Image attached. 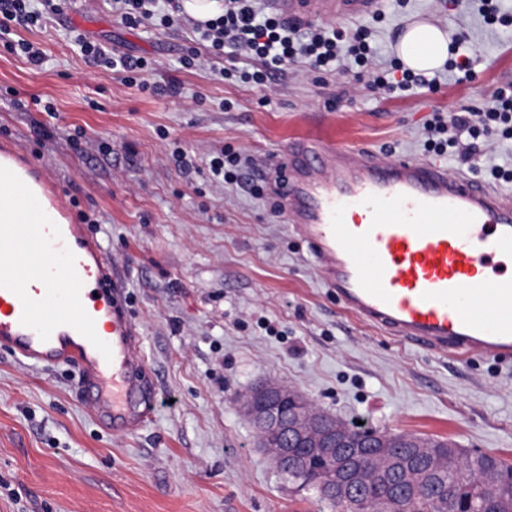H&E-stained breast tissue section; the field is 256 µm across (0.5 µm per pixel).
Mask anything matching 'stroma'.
<instances>
[{"label":"stroma","instance_id":"stroma-1","mask_svg":"<svg viewBox=\"0 0 512 512\" xmlns=\"http://www.w3.org/2000/svg\"><path fill=\"white\" fill-rule=\"evenodd\" d=\"M423 19L468 32L475 81L444 69L437 92L391 97L351 70L320 77L292 66L262 94L210 67L180 68L197 35L125 28L111 0H73L64 16L20 30L43 50L42 66L0 46V143L44 172L73 215L93 217L88 232L121 270L141 376L155 387L150 420L116 434L81 402L75 368L44 370L0 350V512H317L315 492L274 468L241 410L261 382L287 385L348 424L512 461V366L409 346L350 314L284 213L248 183L212 185L205 165V153L228 145L268 176L308 135L425 158L432 107L477 110L512 82V26H487L471 0H377L373 12L332 24L367 30L386 64L406 26ZM73 29L153 58L154 81L176 94L85 63ZM34 96L54 114L26 111ZM38 124L53 138L34 134ZM78 130L108 153L76 150ZM174 140L196 157L190 173L170 158Z\"/></svg>","mask_w":512,"mask_h":512}]
</instances>
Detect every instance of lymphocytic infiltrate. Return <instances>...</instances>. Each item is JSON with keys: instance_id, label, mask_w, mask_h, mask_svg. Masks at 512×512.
<instances>
[{"instance_id": "f902f5d3", "label": "lymphocytic infiltrate", "mask_w": 512, "mask_h": 512, "mask_svg": "<svg viewBox=\"0 0 512 512\" xmlns=\"http://www.w3.org/2000/svg\"><path fill=\"white\" fill-rule=\"evenodd\" d=\"M67 4L68 0H0V45L33 66H41L42 50L17 38L16 33L40 26L46 16L64 14ZM112 10L118 22L129 29L156 22L165 28L178 25L197 32L206 49L185 53L180 59L182 68L205 67L228 51L246 56L249 68H223L219 74L261 90L271 78H287L292 62L323 74L353 64L368 86L391 94L413 88L432 91L438 86L435 78L400 63L377 64V49L363 29L346 32L315 24L301 27L282 15L265 12L261 0H224L223 12L204 24L185 14L180 0H113ZM75 41L89 64L121 73L127 84L141 85L142 75L156 68L155 62L141 56L111 55L84 34H77ZM424 130L427 152L455 155L464 161L483 157L487 144L512 143V84L498 87L483 109L454 114L432 111Z\"/></svg>"}]
</instances>
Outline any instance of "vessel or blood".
<instances>
[{
    "instance_id": "vessel-or-blood-1",
    "label": "vessel or blood",
    "mask_w": 512,
    "mask_h": 512,
    "mask_svg": "<svg viewBox=\"0 0 512 512\" xmlns=\"http://www.w3.org/2000/svg\"><path fill=\"white\" fill-rule=\"evenodd\" d=\"M376 0H272L284 16L359 17ZM22 198L44 196L58 219L0 224V348L81 376V399L118 434L150 417L154 389L137 378L140 336L115 305L119 280L54 187L14 150ZM287 221L349 313L400 342L512 361V200L437 162L383 160L309 139L288 145Z\"/></svg>"
}]
</instances>
